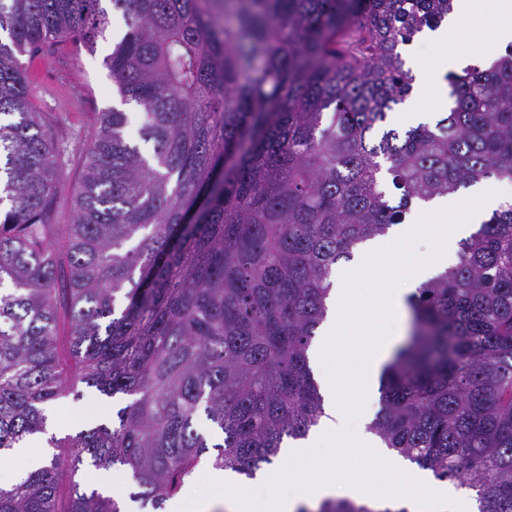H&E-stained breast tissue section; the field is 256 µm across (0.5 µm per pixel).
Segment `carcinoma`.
<instances>
[{
	"mask_svg": "<svg viewBox=\"0 0 512 512\" xmlns=\"http://www.w3.org/2000/svg\"><path fill=\"white\" fill-rule=\"evenodd\" d=\"M101 2L0 0V452L86 387L125 405L0 486V512H164L211 448L254 478L323 414L308 351L337 265L414 203L512 179V48L449 73L435 124L384 127L414 81L399 46L452 0H110L127 31L107 64L152 152L126 113H100L61 224L71 158L20 57L94 51ZM406 305L369 430L478 512H512V203ZM111 469L126 494L89 481Z\"/></svg>",
	"mask_w": 512,
	"mask_h": 512,
	"instance_id": "cac0c4a2",
	"label": "carcinoma"
}]
</instances>
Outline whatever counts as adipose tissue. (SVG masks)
Returning <instances> with one entry per match:
<instances>
[{
    "instance_id": "obj_1",
    "label": "adipose tissue",
    "mask_w": 512,
    "mask_h": 512,
    "mask_svg": "<svg viewBox=\"0 0 512 512\" xmlns=\"http://www.w3.org/2000/svg\"><path fill=\"white\" fill-rule=\"evenodd\" d=\"M487 28L477 48H467L465 23ZM423 43L438 53L426 71L425 90L437 93L446 103L439 83L441 75L476 64L490 67L512 45V0H453V10L440 27L422 35ZM512 199L511 183H478L461 197L436 201L430 208L438 224L429 258L410 260L409 249L425 232L424 225L403 224L389 239L361 248L349 261L341 282L332 291L331 313L319 331L311 356L322 364L328 350H336L345 364L336 370L323 368L318 375L324 413L308 436L288 440L278 458L245 482L235 473L209 469L213 491L207 495L180 497L169 512H298L321 500L344 497L364 499L393 512H472L471 492L435 482L433 475L382 448L366 426L347 427L352 403H368L379 387V377L389 361L402 329L407 294L437 271L455 263L460 241L467 239L504 201ZM403 245L388 264L371 267L370 260L389 244ZM408 268L405 287H397L400 268ZM370 276L375 287L370 304L378 318L367 325L348 319L351 303L348 283ZM359 450L370 459L367 471L343 474L337 467L347 451Z\"/></svg>"
}]
</instances>
